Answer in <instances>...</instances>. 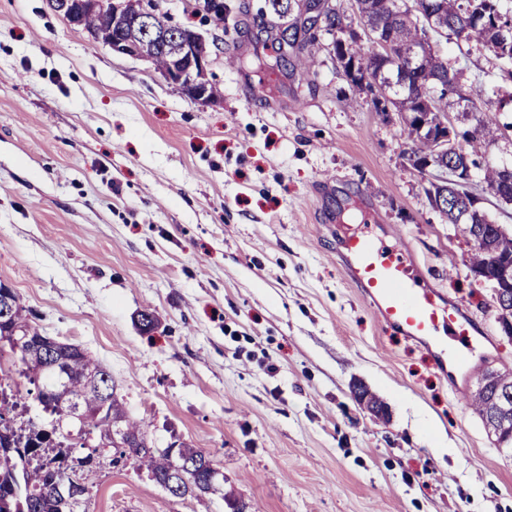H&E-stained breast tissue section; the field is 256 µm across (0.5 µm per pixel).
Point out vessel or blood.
<instances>
[{"mask_svg": "<svg viewBox=\"0 0 512 512\" xmlns=\"http://www.w3.org/2000/svg\"><path fill=\"white\" fill-rule=\"evenodd\" d=\"M337 256L382 325L433 352L439 369L468 363L475 351L472 321L413 276L415 259L405 242L386 248L367 235L350 237L343 240Z\"/></svg>", "mask_w": 512, "mask_h": 512, "instance_id": "b4317fda", "label": "vessel or blood"}]
</instances>
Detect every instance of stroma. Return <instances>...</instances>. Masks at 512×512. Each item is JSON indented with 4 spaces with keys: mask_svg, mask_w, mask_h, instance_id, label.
I'll use <instances>...</instances> for the list:
<instances>
[{
    "mask_svg": "<svg viewBox=\"0 0 512 512\" xmlns=\"http://www.w3.org/2000/svg\"><path fill=\"white\" fill-rule=\"evenodd\" d=\"M231 2L247 25L217 31L219 94L202 105L48 0H0V281L32 325L111 371L155 447L205 452L249 512H512V454L466 401L486 369L512 368V337L430 204L403 119L367 92L348 106L328 36L311 72L259 64L265 2ZM441 49L497 87L490 52ZM352 231L403 239L485 330L467 375L380 325L335 257ZM89 512L230 509L128 463L103 467Z\"/></svg>",
    "mask_w": 512,
    "mask_h": 512,
    "instance_id": "1",
    "label": "stroma"
}]
</instances>
